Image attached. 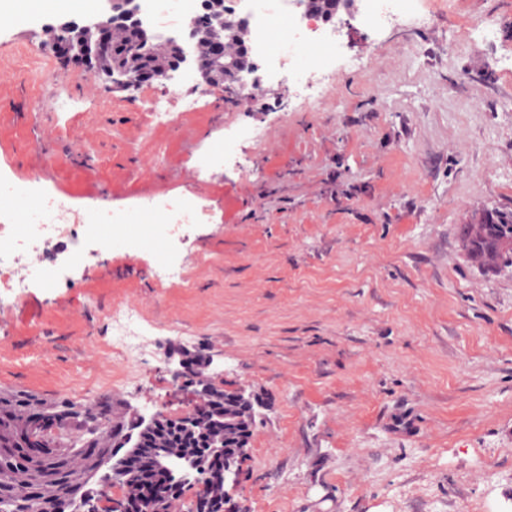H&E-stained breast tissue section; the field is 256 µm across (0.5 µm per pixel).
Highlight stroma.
I'll return each mask as SVG.
<instances>
[{
	"instance_id": "1",
	"label": "stroma",
	"mask_w": 512,
	"mask_h": 512,
	"mask_svg": "<svg viewBox=\"0 0 512 512\" xmlns=\"http://www.w3.org/2000/svg\"><path fill=\"white\" fill-rule=\"evenodd\" d=\"M56 21L0 20V197L37 175L74 207L135 218L195 192L213 221L153 248L100 225L64 284L0 300V389L174 417L192 395L168 357L203 349L223 389L269 404L233 491L247 512H512V271L472 265L460 237L512 211V0H403L388 24L352 21L312 104L262 66L222 121L193 76L153 83L201 97L161 128L143 90L41 49ZM165 255L192 256L189 283L140 276ZM119 299L140 307L141 360L103 351Z\"/></svg>"
}]
</instances>
